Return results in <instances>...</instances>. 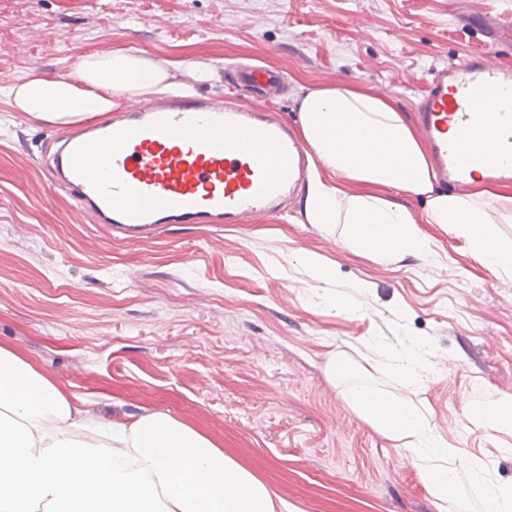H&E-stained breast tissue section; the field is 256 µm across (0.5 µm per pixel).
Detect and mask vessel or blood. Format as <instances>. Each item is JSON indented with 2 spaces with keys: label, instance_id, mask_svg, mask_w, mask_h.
<instances>
[{
  "label": "vessel or blood",
  "instance_id": "obj_1",
  "mask_svg": "<svg viewBox=\"0 0 512 512\" xmlns=\"http://www.w3.org/2000/svg\"><path fill=\"white\" fill-rule=\"evenodd\" d=\"M238 81L276 93L279 71L239 67ZM512 111V69L488 55L438 71L417 111L439 177L464 185L472 164L448 129H467L482 100ZM52 183L79 214L138 239L161 224H240L274 214L305 177V149L264 106L173 95L121 115L81 119L57 140Z\"/></svg>",
  "mask_w": 512,
  "mask_h": 512
}]
</instances>
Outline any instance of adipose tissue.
<instances>
[{
  "instance_id": "obj_1",
  "label": "adipose tissue",
  "mask_w": 512,
  "mask_h": 512,
  "mask_svg": "<svg viewBox=\"0 0 512 512\" xmlns=\"http://www.w3.org/2000/svg\"><path fill=\"white\" fill-rule=\"evenodd\" d=\"M202 63L173 64L125 50L82 59L57 77L29 72L0 96L30 116L69 124L105 114L137 96L189 92L211 79ZM299 133L326 177L307 183L308 223L338 227L352 252L386 261L429 249L422 225L450 227L493 274L512 273V193L489 186L497 166L496 122L486 114L451 139L478 156L465 192L441 191L408 112L371 89L307 88L298 99ZM366 184L349 193L345 182ZM423 199L420 214L395 193ZM350 406L419 468L436 506L463 512V483L480 488L485 512H512V480L490 478L480 459L433 434L423 411L372 386L347 393ZM79 396H66L15 351L0 346V512H289L268 486L209 437L156 411L112 424L92 419ZM469 425L512 435V402L466 406Z\"/></svg>"
}]
</instances>
